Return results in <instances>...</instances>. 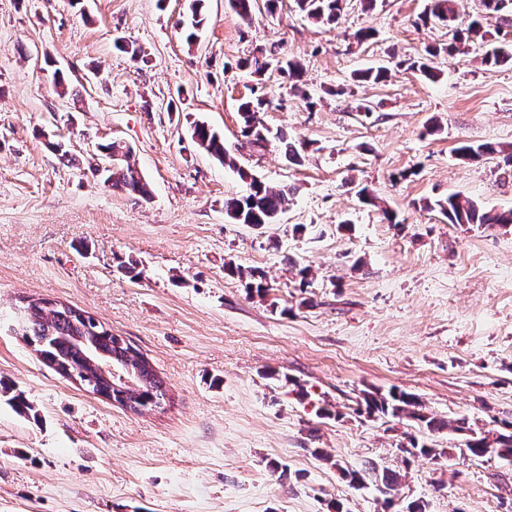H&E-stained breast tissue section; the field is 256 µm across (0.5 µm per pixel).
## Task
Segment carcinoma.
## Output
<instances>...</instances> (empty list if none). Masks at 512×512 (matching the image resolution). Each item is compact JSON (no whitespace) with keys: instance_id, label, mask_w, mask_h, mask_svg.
<instances>
[{"instance_id":"obj_1","label":"carcinoma","mask_w":512,"mask_h":512,"mask_svg":"<svg viewBox=\"0 0 512 512\" xmlns=\"http://www.w3.org/2000/svg\"><path fill=\"white\" fill-rule=\"evenodd\" d=\"M205 0H190L189 26L192 29L186 36L189 42L194 41L196 30L204 26ZM342 0H297L299 9L307 18L322 24H333L341 11ZM485 15L493 16L512 11V0H481ZM425 18L448 25L452 32V42L442 48H434L428 54L435 57L440 52L457 50L464 41L480 34L482 22L480 18L471 20L465 29L455 27L457 20L456 0H430ZM270 106L266 95L248 98L240 103L238 112L242 120V136L251 147L265 149L269 140L267 128L258 115ZM193 141L208 155L218 162L234 166L236 162L224 147V138L211 130L203 122H195L192 126ZM102 153L108 158V165L93 167V173L104 177V183L113 188L124 189L142 198L149 197L147 184L138 171L130 164L129 153L120 143L107 141L100 145ZM459 155L478 160L496 153L490 144L462 145L458 148ZM243 179L250 180V192L240 197L225 200V215L234 224H251L262 226L276 223L279 214L288 204L290 190L270 186L245 170L239 171ZM433 211H438L450 224L508 225L512 224V209L492 213L480 208L470 197L461 193H452L444 199L428 204ZM228 271L238 277H246L249 282L246 288L259 295L267 291L264 277L256 269L243 270L239 267H228ZM20 329L28 342L35 347L37 353L48 363L64 362L74 369H81L84 364L83 351L77 348L74 340L78 336L89 338L102 351L114 356H125L128 348L120 344L112 330L103 323L86 314L85 311L71 307L65 303L47 302L39 307V312L28 316L20 323ZM167 389L157 380L154 371L142 376V381L127 388L126 399L133 402L139 411L157 408L165 401ZM366 411L369 414L380 413L394 418L405 417L413 420L418 427L430 433H438L448 427L446 421L430 416L421 411V403L415 394L402 390L391 391L387 395L367 394L364 397ZM455 430L465 434L464 443L458 448L462 456L480 458L495 454L503 459H512V424L509 430L476 431L466 426V422L457 421ZM349 484L355 489H363L368 485L375 486L382 494L392 495L401 483L399 473L373 463L360 469H343Z\"/></svg>"}]
</instances>
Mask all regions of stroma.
I'll use <instances>...</instances> for the list:
<instances>
[{
	"instance_id": "1",
	"label": "stroma",
	"mask_w": 512,
	"mask_h": 512,
	"mask_svg": "<svg viewBox=\"0 0 512 512\" xmlns=\"http://www.w3.org/2000/svg\"><path fill=\"white\" fill-rule=\"evenodd\" d=\"M426 4L345 0L327 27L295 0L248 21L207 0L190 44L187 0H0V380L33 406L20 414L0 396V512H512V461L460 457L452 429L512 422V224H449L424 207L460 192L512 209L505 154L456 152L512 145V63L487 65L470 43L425 80L408 59L451 39L424 21ZM363 28L373 38L354 41ZM261 56L295 58L300 79L241 68ZM377 66L384 81L357 80ZM57 69L80 99L58 95ZM255 92L301 164L285 143L247 147L238 105ZM197 120L237 168L194 143ZM110 139L150 199L92 175ZM242 168L289 188L277 223L225 215L248 190ZM120 257L140 277L118 271ZM230 265L263 271L268 291ZM30 295L129 340L171 403L133 414L59 375L15 322ZM394 388L449 429L359 412L366 393ZM412 436L446 456L403 452ZM369 461L402 473L393 500L340 470Z\"/></svg>"
}]
</instances>
